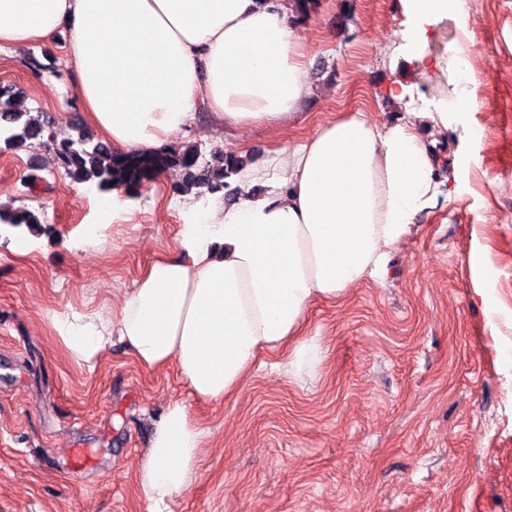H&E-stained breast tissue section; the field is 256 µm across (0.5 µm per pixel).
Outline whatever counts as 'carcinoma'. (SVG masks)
Returning a JSON list of instances; mask_svg holds the SVG:
<instances>
[{
	"instance_id": "obj_1",
	"label": "carcinoma",
	"mask_w": 512,
	"mask_h": 512,
	"mask_svg": "<svg viewBox=\"0 0 512 512\" xmlns=\"http://www.w3.org/2000/svg\"><path fill=\"white\" fill-rule=\"evenodd\" d=\"M13 98L11 89H0V145L13 150L38 142L54 152L63 175L71 182L89 183L102 193L114 187L133 193L171 170L181 171L185 179V183L174 186L176 191L194 184L218 192L224 188V179L238 173L243 165L233 154L216 152L213 162L204 168V177L198 178L195 170L199 169L200 153L194 145L148 154L118 152L82 127L75 126L72 133L58 135L43 113L15 111ZM0 224L23 226L34 236L45 230L41 215L22 206H0Z\"/></svg>"
}]
</instances>
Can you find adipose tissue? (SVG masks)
<instances>
[{
    "label": "adipose tissue",
    "mask_w": 512,
    "mask_h": 512,
    "mask_svg": "<svg viewBox=\"0 0 512 512\" xmlns=\"http://www.w3.org/2000/svg\"><path fill=\"white\" fill-rule=\"evenodd\" d=\"M404 38L424 60L429 26L464 0H403ZM289 0H0V44L69 37L65 63L89 126L119 151L162 149L198 108L229 127L298 120L310 94ZM277 192L258 197L257 184ZM236 202L184 225L180 257L155 261L111 313L54 312L82 363L119 344L143 368L176 363L193 394L223 401L262 352L319 360L299 326L310 303L381 281L389 251L437 204L427 144L364 113L318 126L273 168L244 167ZM205 429L169 402L137 472L149 512H169L199 475Z\"/></svg>",
    "instance_id": "1"
}]
</instances>
